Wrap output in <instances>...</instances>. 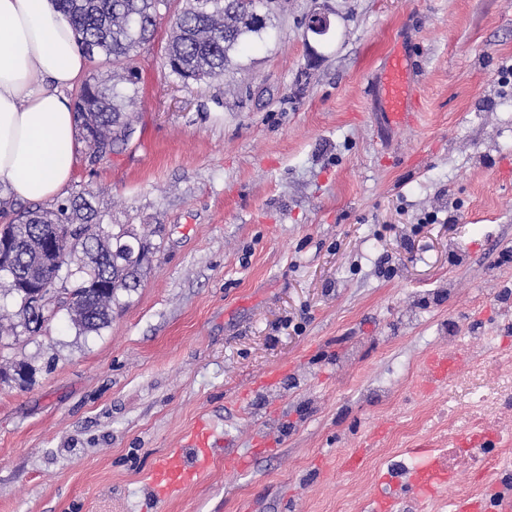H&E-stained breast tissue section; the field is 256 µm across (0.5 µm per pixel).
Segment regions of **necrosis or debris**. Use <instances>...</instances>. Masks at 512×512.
<instances>
[{
    "label": "necrosis or debris",
    "instance_id": "obj_1",
    "mask_svg": "<svg viewBox=\"0 0 512 512\" xmlns=\"http://www.w3.org/2000/svg\"><path fill=\"white\" fill-rule=\"evenodd\" d=\"M448 358L458 368L438 391L429 436L421 437L414 422L399 423L382 461L406 477L423 456L438 459L445 483L432 499L435 512H455L461 501L482 504L489 489L512 484V346L491 335L478 354L452 330ZM464 471L470 478L463 485Z\"/></svg>",
    "mask_w": 512,
    "mask_h": 512
}]
</instances>
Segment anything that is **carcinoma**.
<instances>
[{
    "label": "carcinoma",
    "instance_id": "carcinoma-1",
    "mask_svg": "<svg viewBox=\"0 0 512 512\" xmlns=\"http://www.w3.org/2000/svg\"><path fill=\"white\" fill-rule=\"evenodd\" d=\"M70 17L81 51L92 61L103 60L116 69L109 86L94 79L85 81L73 103L78 127L95 164L126 141L131 130L130 108L139 97L141 77L135 57L155 35L161 8L168 0H54ZM270 14L258 19L253 0H189L176 16L166 47L167 65L179 78L197 81L224 74L231 53L240 45L262 37ZM6 224L0 235L12 241V258L0 263L7 274L8 293L18 300L15 316L29 333L51 319L57 311H69L83 334L98 333L110 324L112 303L119 292L137 283L147 259L148 246L124 228L106 232L96 220L92 205L81 196L58 201L48 207L9 210L0 206ZM68 224L73 238L54 240L55 253L46 242L53 227ZM79 280L73 273L61 275L77 255ZM55 278L59 294L52 306L36 312L23 299Z\"/></svg>",
    "mask_w": 512,
    "mask_h": 512
}]
</instances>
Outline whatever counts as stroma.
Returning <instances> with one entry per match:
<instances>
[{
    "label": "stroma",
    "mask_w": 512,
    "mask_h": 512,
    "mask_svg": "<svg viewBox=\"0 0 512 512\" xmlns=\"http://www.w3.org/2000/svg\"><path fill=\"white\" fill-rule=\"evenodd\" d=\"M170 0L132 132L65 195L150 247L110 325L67 311L18 327L0 295V512H142L143 476L197 418L213 463L160 512H364L389 403L424 408L449 327L475 349L512 286V0H279L223 76L165 64ZM417 76L414 121L381 119L393 55ZM249 458L246 468L234 457Z\"/></svg>",
    "instance_id": "stroma-1"
}]
</instances>
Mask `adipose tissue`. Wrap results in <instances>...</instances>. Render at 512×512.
<instances>
[{"mask_svg":"<svg viewBox=\"0 0 512 512\" xmlns=\"http://www.w3.org/2000/svg\"><path fill=\"white\" fill-rule=\"evenodd\" d=\"M89 64L53 0H0V185L29 201L69 184L77 128L68 95Z\"/></svg>","mask_w":512,"mask_h":512,"instance_id":"1","label":"adipose tissue"}]
</instances>
